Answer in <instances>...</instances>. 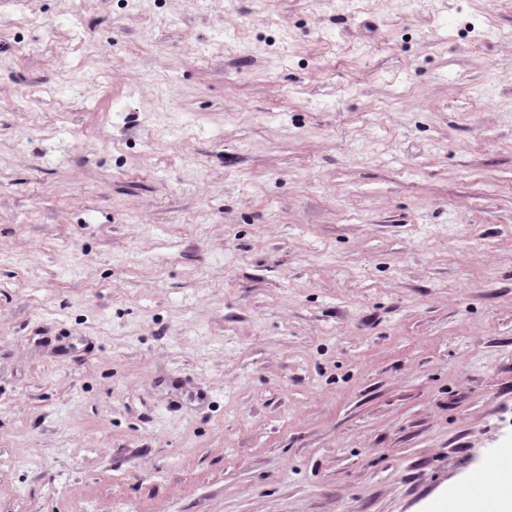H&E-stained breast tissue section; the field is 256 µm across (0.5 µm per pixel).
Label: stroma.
<instances>
[{
	"label": "stroma",
	"mask_w": 512,
	"mask_h": 512,
	"mask_svg": "<svg viewBox=\"0 0 512 512\" xmlns=\"http://www.w3.org/2000/svg\"><path fill=\"white\" fill-rule=\"evenodd\" d=\"M507 448L512 9L0 0V512H427Z\"/></svg>",
	"instance_id": "1"
}]
</instances>
